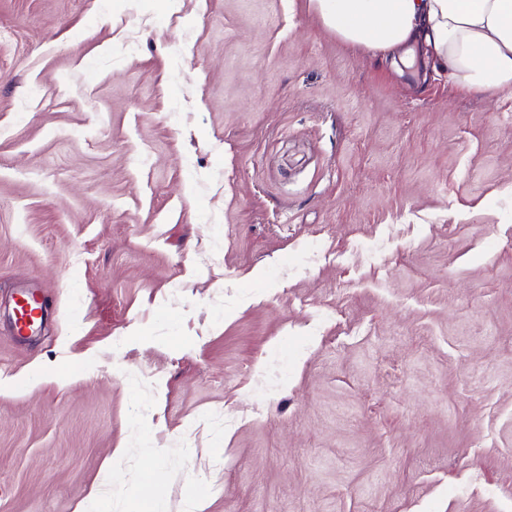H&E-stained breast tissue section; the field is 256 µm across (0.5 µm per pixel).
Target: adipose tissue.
<instances>
[{
	"label": "adipose tissue",
	"instance_id": "adipose-tissue-1",
	"mask_svg": "<svg viewBox=\"0 0 512 512\" xmlns=\"http://www.w3.org/2000/svg\"><path fill=\"white\" fill-rule=\"evenodd\" d=\"M341 41L395 72L421 65L461 91L512 98V0H307Z\"/></svg>",
	"mask_w": 512,
	"mask_h": 512
}]
</instances>
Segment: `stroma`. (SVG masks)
<instances>
[{"label": "stroma", "instance_id": "35a3bbf8", "mask_svg": "<svg viewBox=\"0 0 512 512\" xmlns=\"http://www.w3.org/2000/svg\"><path fill=\"white\" fill-rule=\"evenodd\" d=\"M156 484L512 512L511 99L306 0H0V512ZM16 294L18 297L14 300V314L17 330L32 331L38 321L31 317L32 312L41 307L39 296L34 291L25 289H19Z\"/></svg>", "mask_w": 512, "mask_h": 512}]
</instances>
